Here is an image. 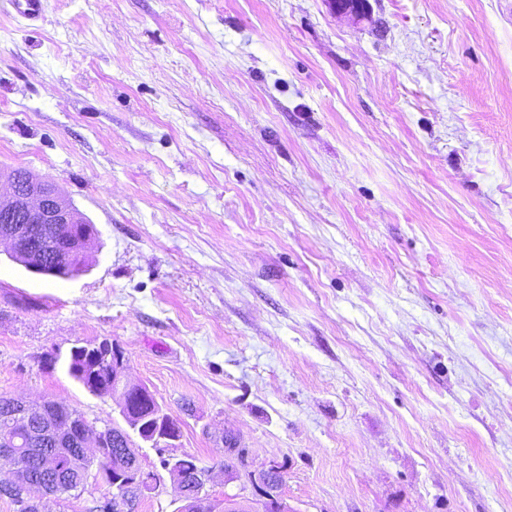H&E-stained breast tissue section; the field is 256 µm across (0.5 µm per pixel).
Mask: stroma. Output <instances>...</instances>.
<instances>
[{
    "instance_id": "stroma-1",
    "label": "stroma",
    "mask_w": 512,
    "mask_h": 512,
    "mask_svg": "<svg viewBox=\"0 0 512 512\" xmlns=\"http://www.w3.org/2000/svg\"><path fill=\"white\" fill-rule=\"evenodd\" d=\"M369 3L0 0V170L95 229L0 253V396L118 421L65 370L106 339L216 504L275 460L288 512H512V0ZM336 15L351 16L356 19L369 17L370 5L368 0H329Z\"/></svg>"
}]
</instances>
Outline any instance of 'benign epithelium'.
<instances>
[{
	"label": "benign epithelium",
	"mask_w": 512,
	"mask_h": 512,
	"mask_svg": "<svg viewBox=\"0 0 512 512\" xmlns=\"http://www.w3.org/2000/svg\"><path fill=\"white\" fill-rule=\"evenodd\" d=\"M329 3L340 16L369 17V0H329ZM1 179L6 180L8 192L6 196H0V246H7L8 254H20L26 227L31 224H47L55 231L50 247L26 255V262L22 263L25 269L32 273L43 270L50 260L51 249L57 243H64L77 252L81 244L88 241L89 220L51 180L17 169L7 173L0 170ZM95 346L112 353V380L121 394L117 408L125 426L109 422L97 424L73 412L58 415L56 411L62 408V404L54 400H44L36 407L14 401L10 409L16 432L0 434V461H6L13 467L15 479L10 484L0 485L1 495L12 497L21 487L22 507L27 512H47L46 503L52 495L44 494L43 485L27 479L28 458L38 453L34 447H21L19 434L28 432L33 444L38 441L43 444L76 442L79 455L89 462L88 470L78 475L84 487L111 483L115 492L93 499V512H133L139 507L141 498L154 490L156 482L147 477L139 464L126 469L120 477L102 466L111 448H116V453L123 456L131 455L137 448L138 439L151 448H159L166 458V471L181 491L182 507L179 512L190 506L197 508L198 512H264L267 502L280 499L285 467L271 461L261 470L248 474L257 499L247 503L235 495H227L223 509L216 510L215 503L205 491L209 471L199 472L192 481L184 478L179 469L181 455L176 453L179 432L171 425L172 418L151 391L129 379L122 349L106 339L95 343ZM38 463L45 479L50 481L57 479L63 471L62 454L56 451L39 453Z\"/></svg>",
	"instance_id": "benign-epithelium-1"
}]
</instances>
